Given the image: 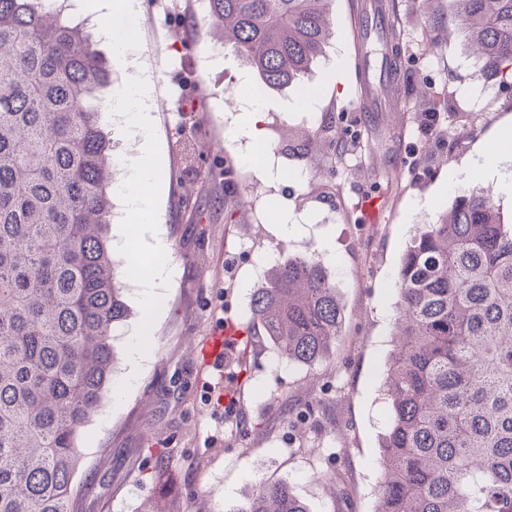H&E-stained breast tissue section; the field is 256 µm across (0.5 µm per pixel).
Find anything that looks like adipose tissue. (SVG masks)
<instances>
[{
    "label": "adipose tissue",
    "mask_w": 512,
    "mask_h": 512,
    "mask_svg": "<svg viewBox=\"0 0 512 512\" xmlns=\"http://www.w3.org/2000/svg\"><path fill=\"white\" fill-rule=\"evenodd\" d=\"M152 84V75L148 70H139L138 75L126 93L127 99L136 101L137 106L131 115V127L141 142L138 155L129 161L132 171L131 180L125 185L124 191L128 209L139 226L137 247L144 253L159 256L160 261L148 272L138 274L137 282L147 308H154L156 303L155 288L158 282L167 280L172 270L161 256L167 250V244L160 237L151 223L154 199L143 192L144 183L152 180L158 171L155 148L152 139V116L145 105L147 93Z\"/></svg>",
    "instance_id": "1"
}]
</instances>
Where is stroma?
Listing matches in <instances>:
<instances>
[{
	"instance_id": "1",
	"label": "stroma",
	"mask_w": 512,
	"mask_h": 512,
	"mask_svg": "<svg viewBox=\"0 0 512 512\" xmlns=\"http://www.w3.org/2000/svg\"><path fill=\"white\" fill-rule=\"evenodd\" d=\"M352 2L333 0L325 55L300 82L274 91L214 38L203 0H139L112 37L95 36L112 73L100 92L107 105L123 96L136 66L154 75L148 103L160 163L152 221L175 275L147 313L121 246L132 232L125 200L113 194L109 244L130 315L112 332L115 364L102 407L78 435L74 482L86 492L83 512H140L151 501L166 502L169 512H229L282 480L309 512H375L400 257L476 180L494 187L512 221V186L501 180L512 156L494 152L512 129V76L478 77L448 0H435L428 13L422 0H394L402 72L433 94L440 119L424 133L412 94L394 116L362 111ZM121 39L133 42L136 65L114 54ZM308 95L315 108H298ZM252 97L265 106L260 142L226 140ZM103 124L119 185L137 144L125 113ZM297 127L327 140L354 130L360 138L331 166L289 149ZM451 134L448 163L419 168V156L441 152ZM224 166L245 200L232 214L224 210ZM372 196L379 212L369 224L361 204ZM283 211L297 233H280ZM266 252L282 260L315 255L336 283L343 331L314 364L282 360L252 322L250 289L265 272L254 258ZM146 320L151 360L129 386L130 333ZM227 321L240 339L225 380L203 368L202 349Z\"/></svg>"
}]
</instances>
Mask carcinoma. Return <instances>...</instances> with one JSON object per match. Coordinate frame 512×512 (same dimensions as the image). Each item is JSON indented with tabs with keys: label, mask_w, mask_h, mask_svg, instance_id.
Returning a JSON list of instances; mask_svg holds the SVG:
<instances>
[{
	"label": "carcinoma",
	"mask_w": 512,
	"mask_h": 512,
	"mask_svg": "<svg viewBox=\"0 0 512 512\" xmlns=\"http://www.w3.org/2000/svg\"><path fill=\"white\" fill-rule=\"evenodd\" d=\"M43 0H0V512H83L77 435L112 374L129 316L109 246L112 141L91 33ZM213 34L268 89L324 52L332 0H207ZM479 74L512 71V0H448ZM288 146L336 159L344 141ZM224 208L243 198L224 170ZM376 512H512V223L492 190L454 196L400 258ZM251 312L290 363L340 335L343 306L312 255L276 261ZM229 512H308L286 482Z\"/></svg>",
	"instance_id": "1"
}]
</instances>
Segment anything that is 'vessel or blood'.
<instances>
[{
	"instance_id": "1",
	"label": "vessel or blood",
	"mask_w": 512,
	"mask_h": 512,
	"mask_svg": "<svg viewBox=\"0 0 512 512\" xmlns=\"http://www.w3.org/2000/svg\"><path fill=\"white\" fill-rule=\"evenodd\" d=\"M394 24L387 11H374L368 5H360L356 16L353 37L360 51L365 54L364 68L358 84V94L365 111L387 112L392 110L396 103V96L380 97L376 91L380 87L391 85L392 72L384 54L369 56V47L378 41L391 38Z\"/></svg>"
}]
</instances>
